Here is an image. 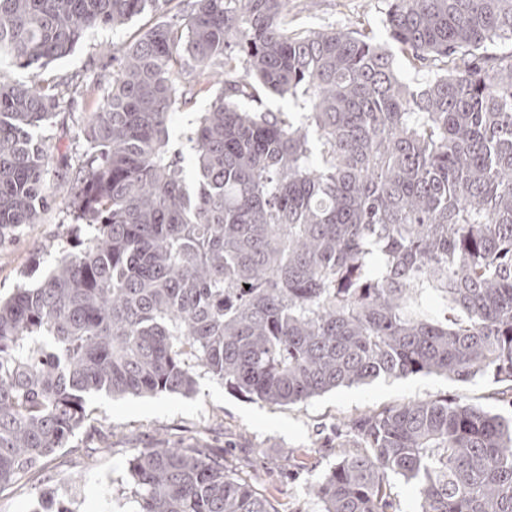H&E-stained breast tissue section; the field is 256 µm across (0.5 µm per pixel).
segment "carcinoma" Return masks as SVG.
I'll use <instances>...</instances> for the list:
<instances>
[{
    "label": "carcinoma",
    "mask_w": 512,
    "mask_h": 512,
    "mask_svg": "<svg viewBox=\"0 0 512 512\" xmlns=\"http://www.w3.org/2000/svg\"><path fill=\"white\" fill-rule=\"evenodd\" d=\"M173 0H0V60L67 56L84 33ZM126 47L68 170L34 137L57 85L0 75V243L69 188L97 233L0 299V492L65 447L86 398L190 394L196 371L263 402L379 378L487 373L512 390V0H390L391 45L303 30L288 0H180ZM433 71L425 86L401 74ZM210 108L170 122L185 85ZM286 97L288 112L242 98ZM311 487L321 512H512V415L415 400L352 424ZM131 512H277L215 448L137 452ZM389 481L396 510L398 512H419V500L414 487L395 475H391Z\"/></svg>",
    "instance_id": "obj_1"
}]
</instances>
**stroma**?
<instances>
[{"mask_svg": "<svg viewBox=\"0 0 512 512\" xmlns=\"http://www.w3.org/2000/svg\"><path fill=\"white\" fill-rule=\"evenodd\" d=\"M292 2L291 15L299 27L319 31L353 26L373 32L380 40L388 38V0ZM155 20V15L142 14L119 27L89 30L63 58L0 72L17 83L38 78L61 86L58 113L40 131L45 147L54 155H66L74 165L85 149L79 116L86 101L72 93V86L111 81L113 48L126 46ZM94 233L88 225L73 228L67 190L58 188L54 207L42 215L40 223L26 225L13 241L0 245V296H10L19 284L36 283L61 246ZM197 382L196 391L188 396L90 395L84 426L30 479L0 492V512H47L53 498L68 501L74 512H130L128 461L139 449L158 444L223 449L254 488L270 498L277 512H319L320 505L308 487L335 463L332 444L336 433H343L346 446H354L355 437L346 430L354 418L445 396L495 413L512 412V403L496 396V385L489 377L469 384L434 374L379 379L284 406L235 394L223 381L204 373ZM297 448L314 450V469L289 480L281 478L283 457Z\"/></svg>", "mask_w": 512, "mask_h": 512, "instance_id": "obj_1", "label": "stroma"}]
</instances>
